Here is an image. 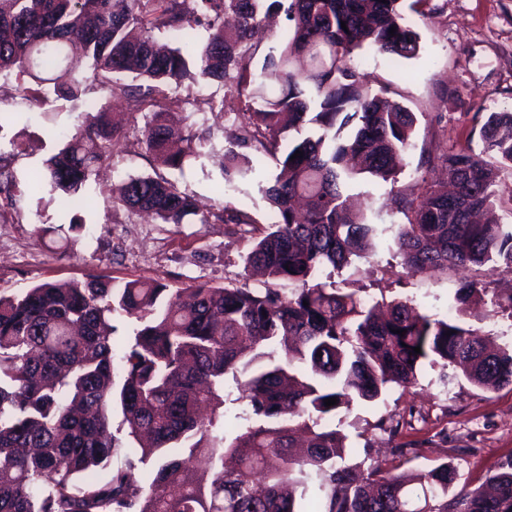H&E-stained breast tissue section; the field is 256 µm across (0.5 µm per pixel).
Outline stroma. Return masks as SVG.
<instances>
[{"instance_id": "1", "label": "stroma", "mask_w": 512, "mask_h": 512, "mask_svg": "<svg viewBox=\"0 0 512 512\" xmlns=\"http://www.w3.org/2000/svg\"><path fill=\"white\" fill-rule=\"evenodd\" d=\"M433 5L432 16H407L421 37L417 59L394 62L371 53L353 59L367 73L370 87L389 84L398 100L420 116L399 176L400 187L414 194L420 190L415 170L427 155L465 146L476 116L512 105V0H433ZM15 86L14 78H0V157L9 162L22 188L13 199L0 196V289L81 279L91 272L119 281L154 279L172 288L204 283L262 287V278L246 275L243 256L257 226L271 218L260 188L275 175L274 163L263 161L253 178L232 194L235 205L252 215L253 224L200 221L221 201L225 138L242 120L241 108L219 110L223 83L200 81L192 91L200 104L192 112L182 103L185 90L170 93L167 123L203 138L200 157L188 161L179 179L197 212L177 226L113 204L114 183L151 173L156 165L138 143L148 116L127 110L108 90L88 86L87 98L105 105L126 138L115 145L111 167L87 187L89 205L75 212L85 222L80 229L63 219L54 194L36 197L24 188L59 147L57 131L81 125L83 106L52 93L41 107L32 108ZM17 139L25 143L23 152L11 146ZM354 191L381 233L367 260L343 270L347 289L371 303L409 301L422 311L447 314L459 286L457 276L408 273L393 245L404 217L389 203L387 186L365 180ZM43 225L50 227V234L39 235ZM441 374L440 368H424L412 392L394 389L375 402L355 404L342 422L353 455H385L395 443L413 441L420 453L417 465L451 463L460 480L472 484L511 459L512 389L485 390L462 378L445 383ZM393 425L399 433L392 437L387 429Z\"/></svg>"}]
</instances>
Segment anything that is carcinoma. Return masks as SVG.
<instances>
[{
  "mask_svg": "<svg viewBox=\"0 0 512 512\" xmlns=\"http://www.w3.org/2000/svg\"><path fill=\"white\" fill-rule=\"evenodd\" d=\"M431 2L0 0V74H15L29 106H40L46 83L77 100L97 81L130 111L150 113L138 143L181 172L198 144L166 123L169 91L216 79L244 110L224 149L223 185L247 179L255 158L276 168L262 187L273 222L243 257L267 276L263 289L173 290L89 274L0 293V512H512V459L486 475L488 494L458 485L448 462L400 469L418 457L412 442L394 446L389 462L356 461L332 425L358 401L417 386L425 365L459 367L480 388L512 386V342L491 350L468 322L512 313V294L478 278L488 265L512 274V224L492 218L500 173L512 170V111L486 117L478 149L439 156L454 193L423 171L419 195L390 189L405 219L393 241L406 267L471 272L453 312L398 301L380 316L333 280L379 233L347 207L348 191L363 179L396 184L417 123L388 88L370 89L353 57H418L404 12ZM157 34L176 45L157 47ZM119 137L104 107L87 103L29 189L46 184L64 208L81 205ZM112 198L163 224L195 214L159 172L120 181ZM211 217L254 223L230 200ZM121 318L135 326L119 349ZM230 382L243 404L232 435ZM116 410L129 453L150 467L141 478L136 462L112 466Z\"/></svg>",
  "mask_w": 512,
  "mask_h": 512,
  "instance_id": "1",
  "label": "carcinoma"
}]
</instances>
